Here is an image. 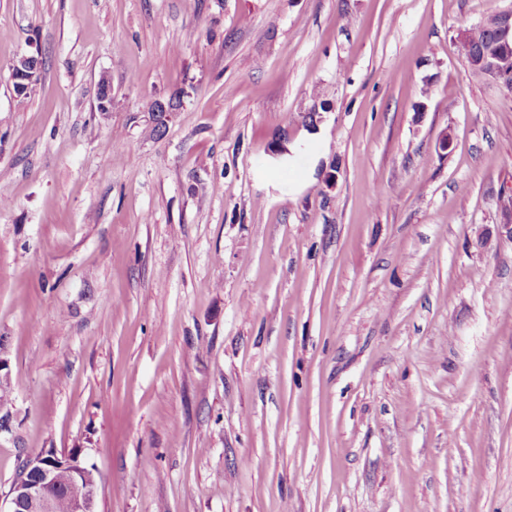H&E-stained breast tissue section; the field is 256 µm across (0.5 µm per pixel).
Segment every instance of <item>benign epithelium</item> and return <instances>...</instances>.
I'll list each match as a JSON object with an SVG mask.
<instances>
[{
  "label": "benign epithelium",
  "mask_w": 512,
  "mask_h": 512,
  "mask_svg": "<svg viewBox=\"0 0 512 512\" xmlns=\"http://www.w3.org/2000/svg\"><path fill=\"white\" fill-rule=\"evenodd\" d=\"M512 55V10L501 13L495 36V50L466 60L469 68L481 70L490 81L509 85L512 67L506 58ZM39 56L24 55L12 67L15 92L22 95L38 80ZM85 468L80 458L71 454L30 456L15 479L9 494L8 512H52L54 491L63 490L69 498L72 512H97L98 484L87 483L81 475Z\"/></svg>",
  "instance_id": "benign-epithelium-1"
}]
</instances>
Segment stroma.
Instances as JSON below:
<instances>
[{
	"label": "stroma",
	"mask_w": 512,
	"mask_h": 512,
	"mask_svg": "<svg viewBox=\"0 0 512 512\" xmlns=\"http://www.w3.org/2000/svg\"><path fill=\"white\" fill-rule=\"evenodd\" d=\"M509 9L0 0V502L77 449L98 512H512V90L457 48ZM39 60L38 55L28 54L20 57L13 65L11 75L15 82V86L13 87L15 88L14 90L18 96H21L30 85L31 86L28 89L27 94L31 91L33 92L36 85L34 83L37 82L40 72Z\"/></svg>",
	"instance_id": "obj_1"
}]
</instances>
